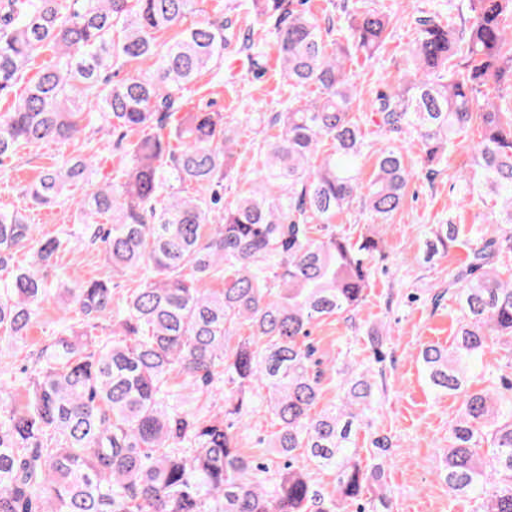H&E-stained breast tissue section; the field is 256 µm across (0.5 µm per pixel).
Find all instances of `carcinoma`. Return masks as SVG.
I'll return each instance as SVG.
<instances>
[{
    "mask_svg": "<svg viewBox=\"0 0 512 512\" xmlns=\"http://www.w3.org/2000/svg\"><path fill=\"white\" fill-rule=\"evenodd\" d=\"M196 0H3L0 3V160L22 145L67 144L89 112L137 139L116 143L123 181L94 186L91 161L67 157L44 169L34 203L70 200L88 242L101 244L112 274L136 278L123 303L111 282L71 279L55 289L63 313L80 316L34 352L23 377L0 383V512H336L382 479L367 469L357 439L375 398L371 371H352L336 404L318 408L324 372L312 361L309 328L356 311L381 250L378 228L402 208L415 175L396 141L420 144L427 173L477 126L478 176L470 191L500 224H512V0H471L472 22L416 18L406 68L377 111H354L353 57L371 59L391 35V15L370 0L348 14L346 43L328 40L311 10L294 0H250L248 13L273 22L284 74L303 91L268 122L255 179L222 203L235 129L221 112H183L195 80L218 63L222 15L186 27ZM177 28L157 54L159 34ZM45 47L54 55L17 86ZM156 58L154 73L128 70ZM126 76H112L121 70ZM383 137L376 148L362 125ZM177 147H172L171 142ZM375 156L368 182L361 160ZM360 201L369 225L354 239L338 224ZM224 205V223L212 211ZM439 224L431 254L457 240ZM32 241L31 225L0 210V329L21 339L50 292L48 271L69 241L45 236L26 267L11 268ZM512 233L476 237L448 289L463 321L448 347L429 344L419 360L431 388L462 398L448 433L441 476L474 512H512V380L472 381L492 340H512ZM221 288H200L203 281ZM111 323L106 336L97 334ZM174 378L196 406L175 401ZM263 397L278 426L269 468L245 457L239 428ZM223 405L212 411L217 399ZM370 457L391 437L367 433ZM336 474V498L309 466Z\"/></svg>",
    "mask_w": 512,
    "mask_h": 512,
    "instance_id": "cac0c4a2",
    "label": "carcinoma"
}]
</instances>
